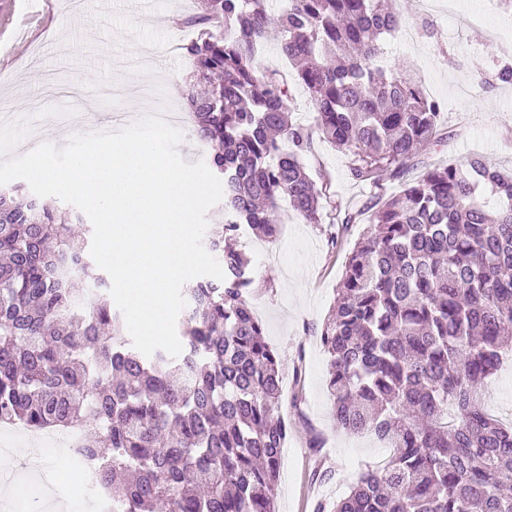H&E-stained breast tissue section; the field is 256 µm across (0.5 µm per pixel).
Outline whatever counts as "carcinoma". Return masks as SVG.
Returning a JSON list of instances; mask_svg holds the SVG:
<instances>
[{"label":"carcinoma","instance_id":"carcinoma-1","mask_svg":"<svg viewBox=\"0 0 512 512\" xmlns=\"http://www.w3.org/2000/svg\"><path fill=\"white\" fill-rule=\"evenodd\" d=\"M270 0H198L186 99L224 181L207 239L225 279L184 288L183 352L146 357L102 294L87 229L20 185L0 190V423L74 432L118 512H276L282 359L248 296L247 225L276 240L282 203L307 224L337 208L304 159L314 137L379 184L436 140L440 104L381 65L402 28L391 0H288L277 48L293 75L257 70ZM297 82L313 124L291 119ZM497 198L489 214L478 196ZM512 172L438 165L371 214L320 329L336 428L391 449L314 512H512V427L483 386L512 360Z\"/></svg>","mask_w":512,"mask_h":512}]
</instances>
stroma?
<instances>
[{
  "label": "stroma",
  "instance_id": "1",
  "mask_svg": "<svg viewBox=\"0 0 512 512\" xmlns=\"http://www.w3.org/2000/svg\"><path fill=\"white\" fill-rule=\"evenodd\" d=\"M182 2L153 0L144 12L136 0H46L39 16L32 17L28 0H0V97H36L33 77L49 72L65 92L44 98V105L94 111L96 129H121L153 106L184 109L189 67L178 46L188 32L172 24ZM394 6L419 33L410 42L397 32L385 37L388 66L409 67L434 94L442 110L441 144L422 148L405 174L375 187L352 178L347 155L316 141L306 164L329 177L341 210H324L317 224L289 214L270 245L278 255L273 263L264 260L262 241L253 233L236 239L255 279L250 302L283 361L281 411L292 431L288 460L280 465L276 512H314L317 501L344 496L366 465L378 464L388 453L374 437L336 430L326 386L327 356L319 341L346 257L367 226L368 207L399 193L427 169L460 157L475 155L512 170V84L496 78L502 47L512 43V10L492 0L495 23L456 26L445 14L425 13L419 0H395ZM131 52L140 53L146 63L143 77L155 80L152 102L130 93H102L105 85L123 80L114 58ZM484 406L496 418L512 417V364L488 380ZM314 434L325 442L317 454L307 446ZM319 467L332 469L330 482H316Z\"/></svg>",
  "mask_w": 512,
  "mask_h": 512
}]
</instances>
